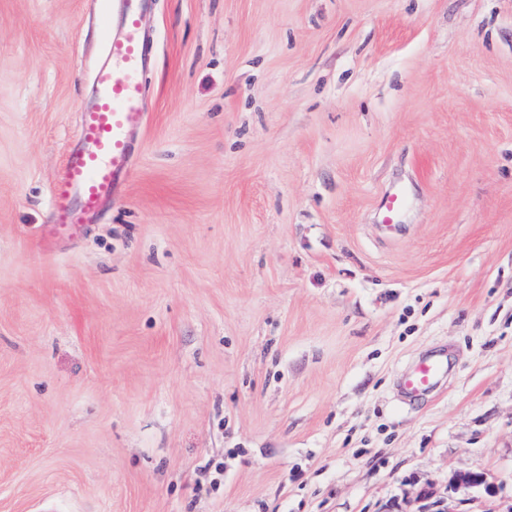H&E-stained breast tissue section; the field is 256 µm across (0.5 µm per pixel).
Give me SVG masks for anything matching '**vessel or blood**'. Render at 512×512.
<instances>
[{
	"label": "vessel or blood",
	"instance_id": "vessel-or-blood-1",
	"mask_svg": "<svg viewBox=\"0 0 512 512\" xmlns=\"http://www.w3.org/2000/svg\"><path fill=\"white\" fill-rule=\"evenodd\" d=\"M119 2L120 12L103 21L108 59L96 73L93 96L78 104L79 135L50 188L53 219L41 231L46 247L96 213L133 173L132 136L146 121L144 89L151 62L141 19L154 0ZM447 373V355H428L405 371L401 391L408 398L425 395Z\"/></svg>",
	"mask_w": 512,
	"mask_h": 512
}]
</instances>
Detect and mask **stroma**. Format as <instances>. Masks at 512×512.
<instances>
[{"mask_svg":"<svg viewBox=\"0 0 512 512\" xmlns=\"http://www.w3.org/2000/svg\"><path fill=\"white\" fill-rule=\"evenodd\" d=\"M113 4L0 0V512H512V0H156L44 253ZM115 1L120 12L103 21L108 59L96 73L94 95L78 104L77 142L50 188L53 219L41 231L44 248L113 199L133 173L132 136L146 121L144 89L151 62L141 19L155 0ZM448 373V356L428 355L412 364L403 374L401 391L407 398L423 396L433 391Z\"/></svg>","mask_w":512,"mask_h":512,"instance_id":"stroma-1","label":"stroma"}]
</instances>
